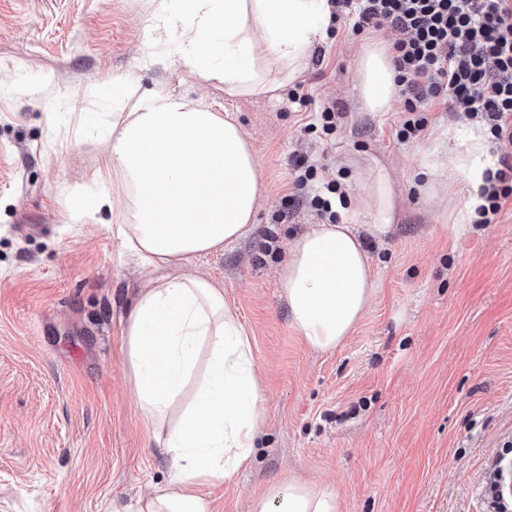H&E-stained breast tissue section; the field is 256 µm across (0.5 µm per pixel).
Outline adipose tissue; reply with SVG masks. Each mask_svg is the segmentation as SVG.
<instances>
[{
	"label": "adipose tissue",
	"instance_id": "adipose-tissue-1",
	"mask_svg": "<svg viewBox=\"0 0 512 512\" xmlns=\"http://www.w3.org/2000/svg\"><path fill=\"white\" fill-rule=\"evenodd\" d=\"M159 36H179V65L222 74L230 94H267L300 70L323 37L327 0H154ZM395 71L390 45L374 39L356 63L355 98L365 112L390 111ZM103 191L94 207L120 210L126 248L160 269L128 316L123 344L141 416L158 432L170 480L138 498L131 512H211L200 486L250 468L260 427L261 389L252 345L222 289L186 272L192 257L222 250L249 231L264 192L250 142L229 113L190 107L157 92L134 111L112 115ZM465 150L430 163L420 192L434 218L466 231L482 203V130ZM392 183L374 167L338 224H315L288 247L279 284L294 327L313 349H336L364 314L374 279L364 234H388L396 221ZM198 377L191 403L176 399ZM252 512H340L335 490L294 479L256 497Z\"/></svg>",
	"mask_w": 512,
	"mask_h": 512
}]
</instances>
